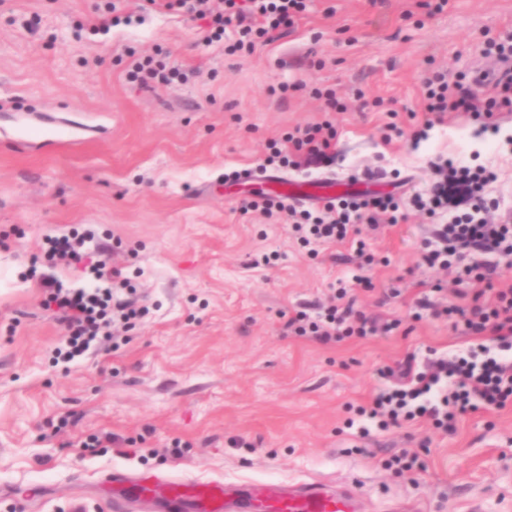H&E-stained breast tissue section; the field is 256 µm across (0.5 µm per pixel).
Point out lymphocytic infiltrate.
<instances>
[{"label": "lymphocytic infiltrate", "mask_w": 512, "mask_h": 512, "mask_svg": "<svg viewBox=\"0 0 512 512\" xmlns=\"http://www.w3.org/2000/svg\"><path fill=\"white\" fill-rule=\"evenodd\" d=\"M215 0H174L178 9L209 18L205 45L223 42L227 30H234L232 51H253L259 38L279 27L291 25L294 17L307 9L306 0H224L216 8ZM493 94L479 98L461 82H449L446 75H435L427 84V109L432 113L472 112L492 116L503 108H512V79L492 82ZM336 135L331 122L296 129L288 136V148H273L268 164L290 165V153H325ZM496 179L495 172L472 168L444 160L436 165V177L426 192L403 201L395 195L343 197L321 207L296 209L261 195L241 199L242 212L281 216L300 235L303 245L344 242L351 239L356 225L375 224L387 219L396 224L406 220L407 208L429 215L450 214L448 223L436 225L431 240L425 243L423 262L427 267L449 268L454 257L477 251L484 255L512 253V225L492 224L482 218L483 193ZM87 233L51 240L45 253L48 261L70 264L89 262L99 284L94 288L71 289L51 275L42 276L45 306L66 332L67 359L84 355L90 348L112 342L114 323L133 327L143 311L121 297L120 273L110 265L105 252L89 253ZM461 276L474 285L472 303L453 307L465 331L472 336L490 337L500 349L489 355L484 344L471 347L465 354L435 357L418 362L408 356L397 366H386L378 374L382 387L371 401L360 407L378 429L386 430L403 422L421 419L433 427L454 429L461 415L486 409H502L512 402V288L495 287L482 264L465 266ZM348 284L338 280L328 303L316 305L314 313L298 311L291 322L299 333L319 341L364 338L377 332H390L392 324H377L348 300Z\"/></svg>", "instance_id": "f902f5d3"}]
</instances>
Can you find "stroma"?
I'll return each mask as SVG.
<instances>
[{
  "label": "stroma",
  "mask_w": 512,
  "mask_h": 512,
  "mask_svg": "<svg viewBox=\"0 0 512 512\" xmlns=\"http://www.w3.org/2000/svg\"><path fill=\"white\" fill-rule=\"evenodd\" d=\"M126 20L91 33L105 0H0V512H108L110 473L170 474L355 487L365 512H512V405L462 416L454 431L407 422L360 437L357 416L408 355L465 351L473 337L418 312L430 290L459 303L455 269L423 265L425 214L360 225L367 244L303 248L290 225L239 209L225 175L258 169L273 141L331 121L326 162L299 156L296 179L355 177L406 197L442 159L494 170V221L512 215V109L495 131L448 112L425 140L424 83L434 72L473 86L512 70V0H311L253 53L202 42L207 20L162 0H121ZM155 55L186 83L126 77ZM343 108L328 109L324 91ZM72 124L74 145L17 144L26 117ZM397 122L402 136L386 138ZM93 231L148 308L110 350L64 362L63 327L42 306L40 274L88 287L87 271L32 265L47 238ZM362 275L355 307L386 335L321 343L288 320ZM111 433V443L94 446ZM413 456L412 467L394 457Z\"/></svg>",
  "instance_id": "obj_1"
}]
</instances>
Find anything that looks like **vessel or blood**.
Returning a JSON list of instances; mask_svg holds the SVG:
<instances>
[{"mask_svg": "<svg viewBox=\"0 0 512 512\" xmlns=\"http://www.w3.org/2000/svg\"><path fill=\"white\" fill-rule=\"evenodd\" d=\"M259 180L268 193L294 202H324L346 194L352 181L326 178L318 182H297L280 174L261 173ZM108 482L124 485L122 495L111 501L113 512H122L128 503L146 493L132 475H108ZM159 501L163 512H359V494L352 489H331L320 482H307L284 489L274 484L244 485L228 489L216 481H162Z\"/></svg>", "mask_w": 512, "mask_h": 512, "instance_id": "obj_1", "label": "vessel or blood"}]
</instances>
